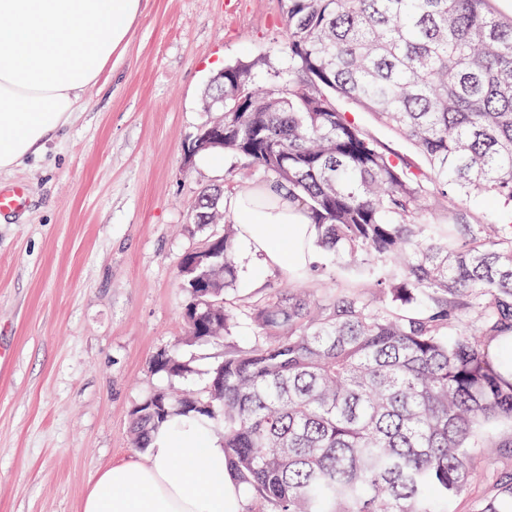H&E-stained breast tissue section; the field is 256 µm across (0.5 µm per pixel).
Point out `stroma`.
I'll use <instances>...</instances> for the list:
<instances>
[{
  "mask_svg": "<svg viewBox=\"0 0 512 512\" xmlns=\"http://www.w3.org/2000/svg\"><path fill=\"white\" fill-rule=\"evenodd\" d=\"M280 0H143L123 59L87 94L85 111L1 183L28 189L25 216L0 215V512H81L107 465L143 457L130 439L133 407L150 391L198 390L222 342L186 339L177 282L183 255L204 236L191 224L200 191L225 198L264 180L186 160L183 145L216 120L202 97L225 65L256 62L258 81L285 63ZM351 117L413 163L421 158L368 112ZM233 297L247 305L287 276L238 260ZM179 350L189 371L155 372ZM498 431L474 452L480 481L451 512H477L512 480V447Z\"/></svg>",
  "mask_w": 512,
  "mask_h": 512,
  "instance_id": "35a3bbf8",
  "label": "stroma"
}]
</instances>
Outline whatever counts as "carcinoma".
I'll return each instance as SVG.
<instances>
[{
    "label": "carcinoma",
    "mask_w": 512,
    "mask_h": 512,
    "mask_svg": "<svg viewBox=\"0 0 512 512\" xmlns=\"http://www.w3.org/2000/svg\"><path fill=\"white\" fill-rule=\"evenodd\" d=\"M494 0H282L286 70L256 89L224 66V153L288 193L335 257L245 309L224 189L192 212L210 227L179 280L188 336L224 341L196 395L157 389L131 411L137 448L176 415L224 440L227 469L261 512H448L480 477L472 449L512 426V382L490 357L512 332V15ZM372 113L424 157L368 136L336 101ZM447 202L430 222L421 200ZM491 197L494 224L464 208ZM255 334L233 340L239 319ZM153 367L188 366L163 351ZM512 482L479 512H509Z\"/></svg>",
    "instance_id": "1"
}]
</instances>
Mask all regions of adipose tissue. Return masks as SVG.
<instances>
[{"instance_id": "1", "label": "adipose tissue", "mask_w": 512, "mask_h": 512, "mask_svg": "<svg viewBox=\"0 0 512 512\" xmlns=\"http://www.w3.org/2000/svg\"><path fill=\"white\" fill-rule=\"evenodd\" d=\"M142 0H0V173L38 157L121 59ZM240 250L283 273L316 262L314 229L264 185L227 202ZM224 443L195 419L155 430L146 455L105 467L82 512H239Z\"/></svg>"}]
</instances>
